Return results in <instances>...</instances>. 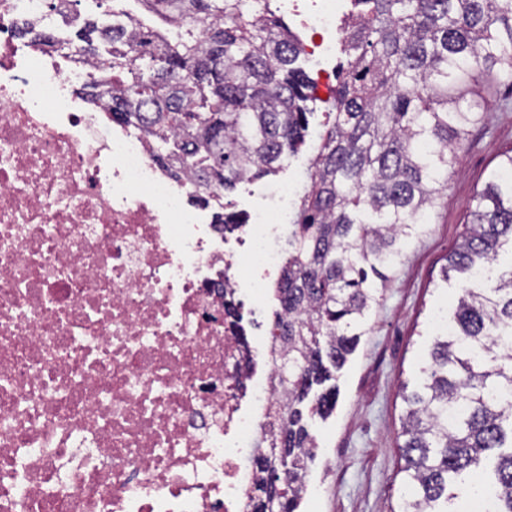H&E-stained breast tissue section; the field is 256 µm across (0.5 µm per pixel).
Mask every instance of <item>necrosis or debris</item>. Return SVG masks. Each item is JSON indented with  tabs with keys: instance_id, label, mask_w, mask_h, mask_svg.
<instances>
[{
	"instance_id": "1",
	"label": "necrosis or debris",
	"mask_w": 512,
	"mask_h": 512,
	"mask_svg": "<svg viewBox=\"0 0 512 512\" xmlns=\"http://www.w3.org/2000/svg\"><path fill=\"white\" fill-rule=\"evenodd\" d=\"M344 0H311L331 53ZM72 0H0V512H250L275 371L251 315L296 197L222 225L142 132Z\"/></svg>"
}]
</instances>
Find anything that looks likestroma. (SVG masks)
Segmentation results:
<instances>
[{
	"mask_svg": "<svg viewBox=\"0 0 512 512\" xmlns=\"http://www.w3.org/2000/svg\"><path fill=\"white\" fill-rule=\"evenodd\" d=\"M511 93L496 85L484 91L483 121L472 128L458 164L449 172L448 190L430 224L407 241L400 264L380 289L366 317L365 334L341 372L334 413L313 422L319 448L303 512H398L405 491L397 450L406 409L402 389L416 387L436 336L433 320L439 313L452 315L465 284L456 276L444 278L443 268L476 205V191L492 178L500 153L512 149V109L497 106ZM313 108L299 152L278 173L239 184L226 194L232 210L267 206L269 185L300 180L320 149L330 97L318 95Z\"/></svg>",
	"mask_w": 512,
	"mask_h": 512,
	"instance_id": "stroma-1",
	"label": "stroma"
}]
</instances>
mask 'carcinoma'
Masks as SVG:
<instances>
[{
    "instance_id": "carcinoma-1",
    "label": "carcinoma",
    "mask_w": 512,
    "mask_h": 512,
    "mask_svg": "<svg viewBox=\"0 0 512 512\" xmlns=\"http://www.w3.org/2000/svg\"><path fill=\"white\" fill-rule=\"evenodd\" d=\"M167 23L139 54L136 33L81 19L85 51L108 56V78L87 95L112 101V119L145 130L170 176L206 192L269 176L297 153L315 86L297 65L303 43L270 0H137ZM332 89L334 119L292 217L274 283L272 357L281 403L266 411L253 464L252 512L277 498L298 512L317 444L315 418L336 407L337 373L399 262L429 223L484 97L451 89L496 72L512 89V0H350ZM512 149L477 192L444 277L512 251ZM423 382L405 396L400 512H456L467 495L512 512V266L461 289L451 334L437 336ZM464 412L452 423L448 409Z\"/></svg>"
}]
</instances>
